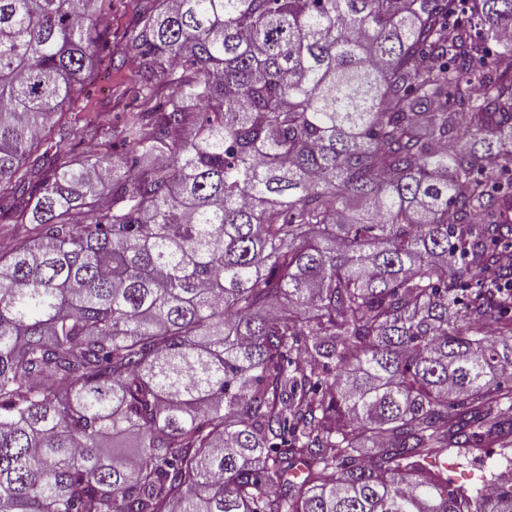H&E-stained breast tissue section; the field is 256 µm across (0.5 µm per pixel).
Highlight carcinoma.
<instances>
[{
  "label": "carcinoma",
  "instance_id": "cac0c4a2",
  "mask_svg": "<svg viewBox=\"0 0 512 512\" xmlns=\"http://www.w3.org/2000/svg\"><path fill=\"white\" fill-rule=\"evenodd\" d=\"M109 5L0 0V512H512V0ZM142 4L140 0H112V12L107 16V20L112 27V35L116 36L117 40L133 24ZM135 69L136 64L129 60L121 72H112V99L107 95L109 86L107 80L105 89L102 88L99 81L96 85L85 86L77 104L63 109V112H69L68 120L74 124L80 117L76 112L95 110L99 114L101 127L112 126L116 112H124L131 103L128 87ZM84 107L85 109H83ZM499 453L500 448L497 445L474 449L468 463L462 467L448 468V480L464 486L475 483L483 471L496 466L500 458Z\"/></svg>",
  "mask_w": 512,
  "mask_h": 512
}]
</instances>
